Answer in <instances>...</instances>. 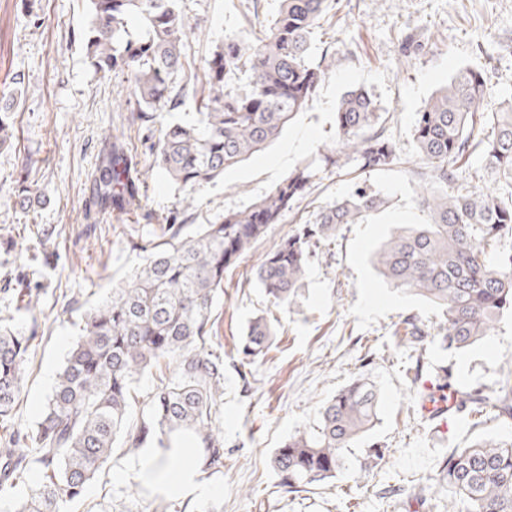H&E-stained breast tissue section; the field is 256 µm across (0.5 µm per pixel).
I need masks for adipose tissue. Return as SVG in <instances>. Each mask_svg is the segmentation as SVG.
<instances>
[{"label":"adipose tissue","instance_id":"adipose-tissue-1","mask_svg":"<svg viewBox=\"0 0 512 512\" xmlns=\"http://www.w3.org/2000/svg\"><path fill=\"white\" fill-rule=\"evenodd\" d=\"M134 471L140 480L154 484L166 495L181 498L203 490L198 462L189 450L174 464L159 462L155 449H142Z\"/></svg>","mask_w":512,"mask_h":512}]
</instances>
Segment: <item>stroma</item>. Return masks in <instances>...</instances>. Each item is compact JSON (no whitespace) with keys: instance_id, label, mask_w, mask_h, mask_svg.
Masks as SVG:
<instances>
[{"instance_id":"stroma-1","label":"stroma","mask_w":512,"mask_h":512,"mask_svg":"<svg viewBox=\"0 0 512 512\" xmlns=\"http://www.w3.org/2000/svg\"><path fill=\"white\" fill-rule=\"evenodd\" d=\"M178 7L192 28L183 39V80L197 84L214 47L228 35L263 36L281 0H179ZM87 22V0H0V92L12 89L14 76L23 78L15 136L0 150V324L36 336L16 407L29 425L39 421L79 336L82 311L104 302L142 264L143 254L127 243L128 230L155 238L169 220L211 224L227 210L249 206L331 143L336 107L349 89L373 95L383 127L405 157L415 154L417 113L458 68L481 70L493 98L512 95V0H332L310 60L335 50V70L277 139L207 184L188 209L182 190L150 167L158 125L128 129L113 109L131 85L125 74L102 76L90 66L81 39ZM109 135L125 140L133 162L147 172L138 208L120 218L88 197ZM420 181L401 164L319 173L309 195L314 205L348 194L358 182L390 204L365 223L342 227L310 264L290 307L269 305L252 270L295 229L293 215L272 225L225 273L213 310L215 341L224 353V469L202 473L209 494L168 498L167 512H446L447 499L426 488L437 462L481 439L512 440V421L459 415L443 425L420 413L415 371L428 376L445 366L461 386L512 381V314L494 336L463 351L429 342L415 349L399 340L404 319L414 318L428 332L441 319L439 308L393 288L372 264L393 228L424 223L415 202ZM20 182L33 191L27 209L15 202ZM19 288L29 290L34 315L17 311ZM259 315L280 341L267 359L244 367L238 342ZM169 375L162 364L139 376L128 426L148 419L151 397ZM358 377L376 386L380 406L345 468L305 492L278 487L275 449L310 430L323 403ZM136 457L116 449L75 512H96L105 499L112 512H152L129 475Z\"/></svg>"}]
</instances>
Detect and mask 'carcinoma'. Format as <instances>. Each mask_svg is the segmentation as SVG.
<instances>
[{
    "label": "carcinoma",
    "mask_w": 512,
    "mask_h": 512,
    "mask_svg": "<svg viewBox=\"0 0 512 512\" xmlns=\"http://www.w3.org/2000/svg\"><path fill=\"white\" fill-rule=\"evenodd\" d=\"M84 47L97 73H127L132 96L120 106L153 123L176 104L185 87L182 41L190 30L177 0H89ZM327 0H283L265 37L253 43L236 35L217 45L206 63L205 95L198 118L162 130L150 168L185 193L195 194L224 171L276 139L313 99L336 67V56L309 60L312 35ZM137 17L142 32L127 28ZM21 80L0 94V147L14 135ZM484 73L461 68L417 113L412 133L418 162L436 183L459 186L416 193L427 222L398 226L375 252L378 273L395 288L442 309L432 340L465 350L495 333L512 313V253L487 259L512 230V98L493 110ZM377 102L365 89L347 91L336 108L333 142L320 167L338 174L406 164L379 126ZM108 150L95 179L97 203L121 217L139 203V188L126 164L124 145L105 138ZM481 149L492 191L471 185L459 170ZM318 167V168H320ZM310 163L296 167L243 210L224 213L213 224L166 225L155 239L132 247L145 260L105 302L85 311L78 340L60 369L40 421L26 426L15 417L22 368L36 336L0 328V492L25 488L14 512H65L80 501L96 475L112 460L119 440L139 448L148 442L167 451L184 433L200 441L199 463L211 473L224 469V434L219 410L224 396V356L213 349L212 308L224 287V272L302 199L317 176ZM388 201L357 185L321 207L253 270L268 301L290 306L303 286L319 245L336 239L345 224H361ZM276 332L255 317L242 338L241 364L269 353ZM174 364L170 380L151 399V417L126 428L136 377L160 360ZM448 368L436 373L430 398L447 397ZM456 410L512 419V387L463 388ZM373 386L359 379L320 409L317 424L291 435L272 456L279 485L290 492L336 476L344 453L377 417ZM436 484L448 491L447 512H512V442L477 441L455 448L436 467Z\"/></svg>",
    "instance_id": "carcinoma-1"
}]
</instances>
